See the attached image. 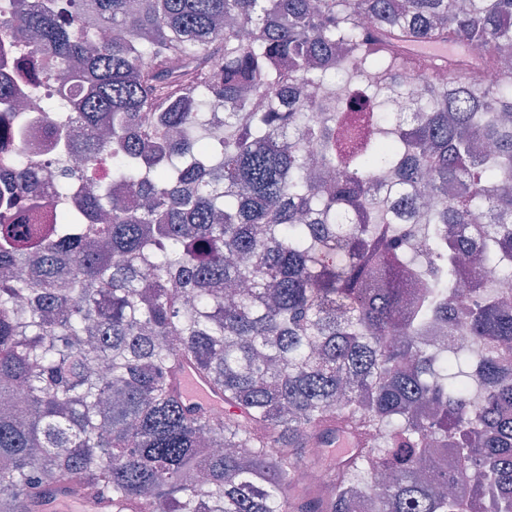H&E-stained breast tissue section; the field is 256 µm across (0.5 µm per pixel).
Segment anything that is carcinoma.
Wrapping results in <instances>:
<instances>
[{"instance_id": "cac0c4a2", "label": "carcinoma", "mask_w": 512, "mask_h": 512, "mask_svg": "<svg viewBox=\"0 0 512 512\" xmlns=\"http://www.w3.org/2000/svg\"><path fill=\"white\" fill-rule=\"evenodd\" d=\"M18 44L56 72L58 153L42 187L0 164V401L25 391L0 410V512L73 487L112 512H512V0H11L0 68ZM450 68L471 77L412 87ZM338 78L387 117L359 147ZM19 104L0 80L17 131ZM185 363L223 422L186 406ZM345 437L324 485L298 479Z\"/></svg>"}]
</instances>
